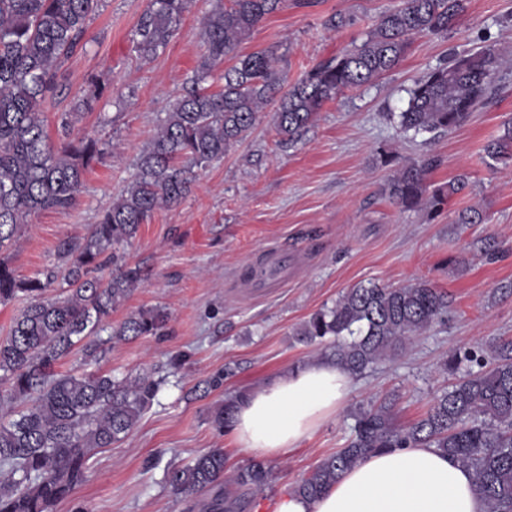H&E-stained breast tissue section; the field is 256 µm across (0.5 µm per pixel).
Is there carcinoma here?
<instances>
[{
    "label": "carcinoma",
    "instance_id": "carcinoma-1",
    "mask_svg": "<svg viewBox=\"0 0 512 512\" xmlns=\"http://www.w3.org/2000/svg\"><path fill=\"white\" fill-rule=\"evenodd\" d=\"M100 0H0V254L9 250L28 218L68 210L78 200L85 172L112 154V143L65 134L57 144L47 132L44 104L55 97L63 60L85 46L87 23ZM283 0L218 2L203 18L205 51L194 74L158 125L137 162V174L104 209L82 241L57 246L59 270L21 278L0 257V305L19 297L26 306L0 341V383L8 385L0 408V512H53L85 476L92 454L121 441L154 400L160 381L149 376L118 379L110 373H58L56 364L78 343L93 356L95 336L111 328L109 340L155 336L167 316L141 310L112 325V310L143 280L138 264L121 261L112 248L137 235L160 206L178 205L191 191L198 170L224 158L252 133L258 115L276 102L273 120L282 140L301 141L317 112L349 89L372 84L405 57L416 34L448 35L465 0H401L383 13L363 38L319 62L281 90L274 53L241 55L224 70L217 90L203 85L253 29L281 8ZM190 0H146L133 49L148 58L166 46ZM502 54L488 45L453 55L414 82L408 105L398 115L403 134L454 130L488 100ZM107 84L86 78L62 129L93 110ZM486 157L512 167V121L485 148ZM386 187L404 211L420 206L438 213L463 179L429 189L428 165L400 163ZM451 300L427 282L403 288L374 283L349 289L332 307L313 313L294 335L305 343H327L323 354L360 375L388 354L406 347L436 323L448 320ZM455 382L436 397L423 417L396 421L394 400L384 398L358 410L347 445L321 459L293 488L316 496L373 452L432 445L467 469L485 512H512V340L490 353L451 352L441 364ZM231 395L215 409L219 430L230 426ZM272 467L254 459L225 472L224 449L211 448L167 472L172 492L182 497L208 493L206 512H249L254 495L270 485ZM237 494H226L224 481Z\"/></svg>",
    "mask_w": 512,
    "mask_h": 512
}]
</instances>
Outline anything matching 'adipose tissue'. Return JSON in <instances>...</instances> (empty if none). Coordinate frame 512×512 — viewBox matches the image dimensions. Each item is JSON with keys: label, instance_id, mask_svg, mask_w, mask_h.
I'll return each instance as SVG.
<instances>
[{"label": "adipose tissue", "instance_id": "obj_1", "mask_svg": "<svg viewBox=\"0 0 512 512\" xmlns=\"http://www.w3.org/2000/svg\"><path fill=\"white\" fill-rule=\"evenodd\" d=\"M353 377L334 360L266 380L239 401L232 435L259 459L299 447L335 415ZM275 512H484L466 469L437 448L383 450L313 498L287 494Z\"/></svg>", "mask_w": 512, "mask_h": 512}]
</instances>
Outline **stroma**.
I'll return each mask as SVG.
<instances>
[{
    "label": "stroma",
    "instance_id": "obj_1",
    "mask_svg": "<svg viewBox=\"0 0 512 512\" xmlns=\"http://www.w3.org/2000/svg\"><path fill=\"white\" fill-rule=\"evenodd\" d=\"M145 3L101 0L85 48L59 68L61 93L44 106L50 137H57L62 112L95 73L109 91L75 128L110 141L112 155L87 170L76 207L41 212L22 228L8 253L20 277L55 268L60 240L87 236L99 211L132 182L138 156L198 66L202 20L215 0H192L167 47L147 62L137 59L131 43ZM399 3L285 0L238 51H273L291 84L364 37ZM335 14L349 15L352 25L330 29L327 20ZM489 44L507 59L495 94L460 128L413 141L403 137L394 115L406 108L415 80L451 55ZM273 112L266 107L247 140L199 170L179 205L155 210L134 239L118 246L148 278L113 311V323L160 307L168 314L166 327L158 336L105 344L94 358L73 351L57 369L119 378L150 374L159 379V391L126 438L91 457L84 481L55 512H203L200 498L172 492L168 467L210 448L223 449L227 470L250 462L230 433L213 426V410L226 393L319 358L320 345L297 342L294 331L355 285L429 282L451 296L449 321L413 337L400 357L355 376L336 415L300 447L273 459L274 480L253 512H273L311 467L342 448L359 408L390 397L399 421L411 423L451 384L439 369L451 350L512 340V170L490 166L484 153L512 119V0H467L453 33L416 37L395 69L325 105L298 144L281 142ZM390 156L433 160L430 187L462 174L468 183L440 213L401 211L384 192L393 172ZM467 207L481 210L485 223H456ZM489 240L500 248L493 261L481 250ZM458 258L465 271H456ZM178 354L186 361L171 368ZM221 371L222 388H209Z\"/></svg>",
    "mask_w": 512,
    "mask_h": 512
}]
</instances>
